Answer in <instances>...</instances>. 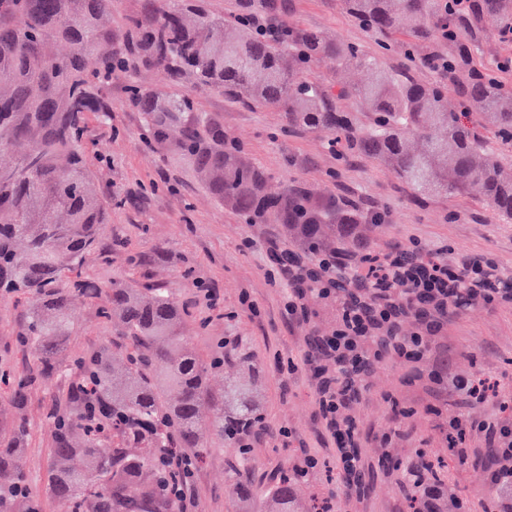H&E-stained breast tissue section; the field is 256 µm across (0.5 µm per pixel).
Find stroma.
Instances as JSON below:
<instances>
[{
    "label": "stroma",
    "instance_id": "stroma-1",
    "mask_svg": "<svg viewBox=\"0 0 512 512\" xmlns=\"http://www.w3.org/2000/svg\"><path fill=\"white\" fill-rule=\"evenodd\" d=\"M284 17L291 24L363 44L369 51L377 49L374 37L340 8L339 0H286ZM471 35L479 43L478 66L493 70L512 58V42L504 41L492 24L480 23ZM132 83L156 92L168 88L160 70L115 78L107 90L110 124L101 125L93 117L87 121L83 145L95 159L98 184L119 203L106 227L114 245L89 255L84 273L104 283L117 279L137 285L148 280L167 289L187 304L186 334L200 355L208 354L213 337L248 338L265 369L266 431L253 450L255 493H264L309 453L319 463L300 482L298 512H311L325 500L335 512H410L395 466L424 458L446 474L442 491L447 512H489L497 492L482 466L459 461L449 450L439 426L456 418L457 409L450 399H436L428 373L441 366L451 374L485 381L492 395L474 407L472 417L512 421V408L502 409L494 396L498 390L512 391V302H477L449 315L418 365L391 356L372 366L352 411L364 470L359 478L347 477L335 450L322 443L318 395L302 363L306 337L336 329L339 302L309 297L307 319L289 321L288 294L270 281V261L260 249L261 243L279 239L276 225L241 223L187 161L147 147L142 115L127 104ZM181 90L218 120L226 137L241 142L249 157L271 172L273 188L302 181L316 191L346 193L386 212L385 224L371 235L372 253L397 252L417 243L428 249L442 247L449 264L463 258L488 259L500 276L512 279V224L498 223L478 197L414 202L409 189L383 166L336 157L327 147L326 132L285 138L279 131V111L232 102L189 78ZM248 237L257 241V248H244ZM204 288L216 293L212 307L198 303ZM245 292L255 311L241 305ZM22 313L16 297L0 294V366L20 373L34 362L33 350L13 343ZM72 316L73 346L87 348L111 340L113 326L99 320L95 305L76 299ZM58 391L54 383L33 390L24 411L30 429L24 467L44 512H69L66 500L46 495L44 483L52 447L46 405ZM233 456V450L210 440L207 457L191 480L195 512H239L226 483Z\"/></svg>",
    "mask_w": 512,
    "mask_h": 512
}]
</instances>
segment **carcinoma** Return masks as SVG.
<instances>
[{"label": "carcinoma", "mask_w": 512, "mask_h": 512, "mask_svg": "<svg viewBox=\"0 0 512 512\" xmlns=\"http://www.w3.org/2000/svg\"><path fill=\"white\" fill-rule=\"evenodd\" d=\"M112 2L0 0V167L20 169L0 183V289L24 304L16 344L38 351L35 368L18 376L0 370L12 407L0 419V512H42L23 467L24 408L31 390L52 381L65 390L46 407L53 425L46 490L72 512H180L173 455L191 450L201 463L207 435L235 449L229 490L244 506L252 498L246 438L264 426L261 365L249 342L219 336L203 358L185 336L186 305L165 289L116 279L103 286L83 272L86 256L103 249L112 197L97 190L82 138L89 116L112 112L104 97L112 77L164 70L170 85L163 93L129 86L149 146L218 172L210 193L246 224L273 221L297 252L363 254L378 220L352 198L302 182L271 191L270 173L180 92L184 78L250 107L284 111L290 132L331 133V147L390 168L419 201L477 192L499 223L512 224L504 155L512 149V90L472 66L464 35L473 19L450 13L448 0H341L380 36L374 54L284 20L275 36L256 29L253 18L278 10L272 0H239L227 22L198 0H144L145 14L118 31L103 24ZM473 14L504 31L512 27V0H478ZM54 45L67 51L55 53ZM395 46L423 61L448 47L462 77L456 96L473 111L452 110L439 80L420 83L382 66L379 56ZM320 59L336 61L335 82L310 75ZM76 295L96 303L98 317L118 316L121 327L111 341L72 354ZM226 367L233 373L213 388L211 375ZM414 481L412 512H445L441 497L433 510L426 506L428 489L441 484L428 461ZM297 494L294 480L280 477L265 512H295Z\"/></svg>", "instance_id": "carcinoma-1"}]
</instances>
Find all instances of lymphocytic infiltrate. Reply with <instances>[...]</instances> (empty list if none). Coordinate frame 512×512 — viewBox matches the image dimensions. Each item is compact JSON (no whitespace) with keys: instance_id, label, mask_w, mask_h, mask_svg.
Wrapping results in <instances>:
<instances>
[{"instance_id":"obj_1","label":"lymphocytic infiltrate","mask_w":512,"mask_h":512,"mask_svg":"<svg viewBox=\"0 0 512 512\" xmlns=\"http://www.w3.org/2000/svg\"><path fill=\"white\" fill-rule=\"evenodd\" d=\"M415 257L402 262L384 258L382 277L374 280L361 271V257L344 262L318 261L307 255L270 248L272 274L288 289L289 318L308 315L304 300L306 284H313L323 298L340 297L341 321L328 336L308 339L303 363L310 367L318 394L319 415L333 443L336 459L345 474L360 471L361 459L355 446L359 435L351 409L359 395L362 375L375 362L394 356L410 363L420 362L430 350L432 339L448 320L454 292L448 286L450 270L440 251L415 248ZM414 315L419 328L404 333L401 319ZM431 382L444 386L460 410L471 409L487 397L483 383L448 376L444 368L429 374ZM486 448L468 455L463 450L465 431L455 426L448 445L460 459H472L486 469L495 485L512 480V427L499 422H481Z\"/></svg>"}]
</instances>
